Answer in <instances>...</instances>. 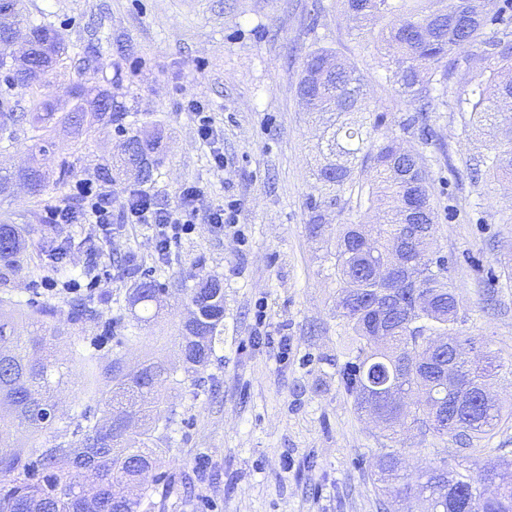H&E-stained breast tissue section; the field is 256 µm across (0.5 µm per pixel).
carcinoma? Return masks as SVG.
<instances>
[{"instance_id": "1", "label": "carcinoma", "mask_w": 512, "mask_h": 512, "mask_svg": "<svg viewBox=\"0 0 512 512\" xmlns=\"http://www.w3.org/2000/svg\"><path fill=\"white\" fill-rule=\"evenodd\" d=\"M359 33L381 26L377 47L380 67L391 75L400 96L414 107L405 128L419 123L448 96V76L460 56L479 69L477 81L457 88L455 108L464 124L487 129L489 151L476 166L502 178L512 177V139L498 141L499 116L512 99V14L509 3L495 0H343ZM0 23L9 36L0 41V152L17 142L12 127L24 124L30 164L18 171L0 169V196L21 184L35 196L50 184L67 180L73 165L52 152L54 139L71 136L82 146L92 132L119 126L126 113L112 92L91 76V60L76 82L79 92L68 110L57 112L41 99L47 76L68 68L71 59L64 33L35 17L27 0H8ZM494 36H487V30ZM28 95L29 111H9V92ZM298 96L311 112L329 115L320 138L335 160L317 167L315 176L332 192L378 197L383 205L374 224H347L333 251L336 317L349 332L342 384L357 409L378 415L386 437L414 432L419 442L455 441L467 458L474 443L490 436L508 419L492 399L480 396L492 386L502 364L491 350L472 359L476 339L456 334L460 301L448 282V267L430 258L436 215L428 174L416 157L394 139L366 148L369 131L385 124L370 110L365 79L336 52L306 53ZM157 142L147 134L130 136L121 166L137 182L153 180ZM360 162L364 179L355 177ZM26 242L16 225L0 224V265L18 267ZM424 289L427 304L414 301ZM168 292L145 278L131 289L130 303L145 314ZM188 317L179 350L185 373L197 375L224 342V288L217 278L201 280L190 292ZM50 311L29 313L19 300L0 297V512H141L150 486L143 473L167 452L157 442L170 426L160 405L170 389V374L152 357L136 369L116 356L103 363L81 358L87 388L101 416L82 415L74 439L38 449L32 458L27 440L52 429L54 392L70 375L68 361L54 353L64 336L49 328ZM381 512H400L411 497L427 502V512H512V461L485 464L469 473L431 465L415 482L401 474V452L382 453L374 465Z\"/></svg>"}]
</instances>
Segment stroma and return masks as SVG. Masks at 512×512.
Listing matches in <instances>:
<instances>
[{
    "mask_svg": "<svg viewBox=\"0 0 512 512\" xmlns=\"http://www.w3.org/2000/svg\"><path fill=\"white\" fill-rule=\"evenodd\" d=\"M29 8L71 44L88 43L98 26L110 35L92 66L128 115L88 147L57 139L56 155L75 162L74 179L111 191L116 211L141 187L170 205L192 185L209 205L239 203L235 230L197 216L194 233L161 257L150 228L117 221L109 236L94 239L89 225L48 223L46 208L25 191L0 199V222L19 225L27 242L9 293L51 310L48 324L69 334L61 355L80 347L130 365L150 355L173 375L164 406L173 422L143 512H379L370 464L392 442L358 413L341 383L348 332L334 311L326 247L344 225L369 222L372 211L367 199L327 192L314 175L315 119L296 92L303 63L290 55L294 46L346 58L366 79L370 109L385 114V131L420 156L437 214L435 253L461 301L456 331L497 352L505 369L492 392L512 409V288L493 278L512 241V181L470 176L465 163L484 153L486 141L478 128L463 129L452 105L429 113V140L405 129L411 106L379 66L373 36L353 35L340 0H30ZM193 100L214 118L223 168L198 138L187 108ZM146 130L162 135L155 181L104 176L120 144ZM315 210L327 226L321 238L308 228ZM145 275L170 293L138 328L129 293ZM199 276L224 284V342L191 378L176 354L180 292ZM72 278L81 291L59 290ZM80 302L111 325L74 320ZM72 370L58 396L62 433L94 403L80 363ZM401 446L413 478L427 465L457 463L452 442L411 437Z\"/></svg>",
    "mask_w": 512,
    "mask_h": 512,
    "instance_id": "35a3bbf8",
    "label": "stroma"
}]
</instances>
